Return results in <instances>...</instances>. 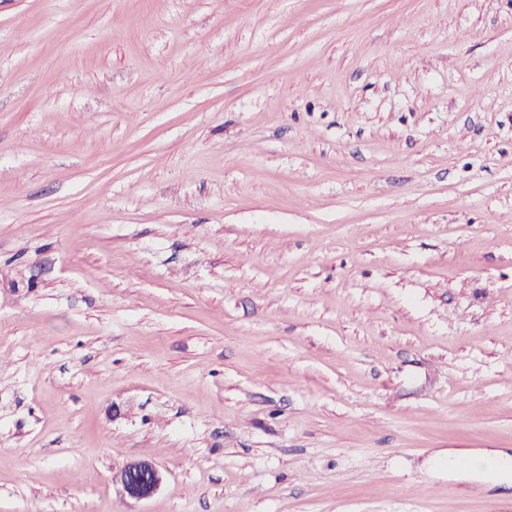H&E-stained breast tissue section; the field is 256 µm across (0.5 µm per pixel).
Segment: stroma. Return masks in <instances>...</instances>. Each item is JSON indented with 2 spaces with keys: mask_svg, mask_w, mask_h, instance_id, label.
I'll return each mask as SVG.
<instances>
[{
  "mask_svg": "<svg viewBox=\"0 0 512 512\" xmlns=\"http://www.w3.org/2000/svg\"><path fill=\"white\" fill-rule=\"evenodd\" d=\"M451 448L512 454V0H0V512H512ZM116 478L132 499L144 500L155 494L162 482L160 471L148 461H134L124 465Z\"/></svg>",
  "mask_w": 512,
  "mask_h": 512,
  "instance_id": "obj_1",
  "label": "stroma"
}]
</instances>
